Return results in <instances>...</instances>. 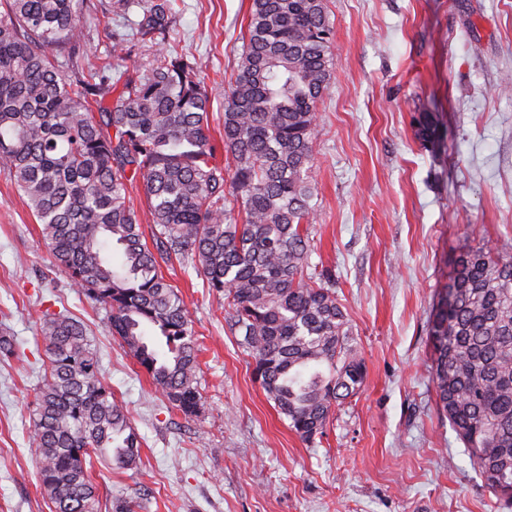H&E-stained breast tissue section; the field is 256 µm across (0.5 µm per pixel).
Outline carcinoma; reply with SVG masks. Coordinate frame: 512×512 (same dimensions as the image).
Wrapping results in <instances>:
<instances>
[{"instance_id": "obj_1", "label": "carcinoma", "mask_w": 512, "mask_h": 512, "mask_svg": "<svg viewBox=\"0 0 512 512\" xmlns=\"http://www.w3.org/2000/svg\"><path fill=\"white\" fill-rule=\"evenodd\" d=\"M179 0H113L145 65L71 74L56 53L83 27V0H6L0 15V170L23 192L54 266L106 310L171 408L196 418L198 346L161 264L173 259L224 299L253 376L304 440L356 393L364 366L335 279L311 272L317 102L335 70L325 0H252L223 135L193 67L168 48ZM117 90L115 98L105 96ZM225 155L226 163L218 161ZM141 181L153 246L127 199ZM430 320L431 379L458 439L494 492L512 491V259L464 240ZM48 364L29 434L55 512H97L92 457L131 469L140 437L99 373L83 322L46 311Z\"/></svg>"}]
</instances>
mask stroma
I'll list each match as a JSON object with an SVG mask.
<instances>
[{
    "mask_svg": "<svg viewBox=\"0 0 512 512\" xmlns=\"http://www.w3.org/2000/svg\"><path fill=\"white\" fill-rule=\"evenodd\" d=\"M113 0H85L80 71L152 57ZM336 70L318 102L311 264L336 281L365 381L302 440L253 378L224 325V302L185 274L204 402L188 421L140 371L106 313L52 265L26 197L0 171V512H54L28 443L47 354L44 311L83 321L101 373L140 436L131 469L95 463L99 512H512L479 477L439 411L429 317L460 239L512 257V0H325ZM251 0H179L171 45L188 56L222 131ZM130 51L114 54V35ZM437 115L435 142L417 134Z\"/></svg>",
    "mask_w": 512,
    "mask_h": 512,
    "instance_id": "obj_1",
    "label": "stroma"
}]
</instances>
